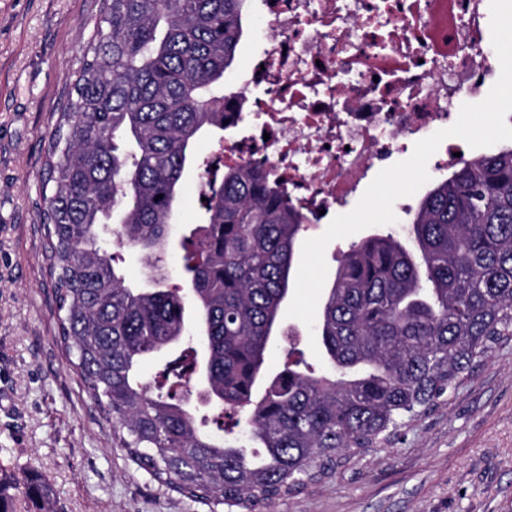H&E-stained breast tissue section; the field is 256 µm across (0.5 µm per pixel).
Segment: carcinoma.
I'll use <instances>...</instances> for the list:
<instances>
[{"instance_id":"cac0c4a2","label":"carcinoma","mask_w":512,"mask_h":512,"mask_svg":"<svg viewBox=\"0 0 512 512\" xmlns=\"http://www.w3.org/2000/svg\"><path fill=\"white\" fill-rule=\"evenodd\" d=\"M245 2L102 0L48 143L40 223L59 342L112 441L217 512H274L388 452L512 344V146L457 162L404 236L352 244L322 300L323 364L269 374L308 216L267 174L194 156L203 129H227ZM190 172L206 185L204 223L181 238L185 287H170L163 257ZM112 236L145 255L152 287L124 285L102 247ZM156 355L171 360L144 384L136 367ZM194 379L216 435L183 396ZM24 482L35 512H54L50 484L36 471ZM14 487L0 479V512Z\"/></svg>"}]
</instances>
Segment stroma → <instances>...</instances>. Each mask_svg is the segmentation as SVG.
I'll use <instances>...</instances> for the list:
<instances>
[{
    "label": "stroma",
    "mask_w": 512,
    "mask_h": 512,
    "mask_svg": "<svg viewBox=\"0 0 512 512\" xmlns=\"http://www.w3.org/2000/svg\"><path fill=\"white\" fill-rule=\"evenodd\" d=\"M101 0H0V466L43 475L55 512H206L113 447L58 341L46 273L45 152L83 61ZM260 0L224 90L238 91ZM277 512H512V345L465 379L449 404L402 428L390 452L339 470Z\"/></svg>",
    "instance_id": "stroma-1"
}]
</instances>
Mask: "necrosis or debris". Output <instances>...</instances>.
Here are the masks:
<instances>
[{
    "mask_svg": "<svg viewBox=\"0 0 512 512\" xmlns=\"http://www.w3.org/2000/svg\"><path fill=\"white\" fill-rule=\"evenodd\" d=\"M243 70L255 134L231 159L287 179L312 214L498 77L485 0H262Z\"/></svg>",
    "mask_w": 512,
    "mask_h": 512,
    "instance_id": "obj_1",
    "label": "necrosis or debris"
}]
</instances>
